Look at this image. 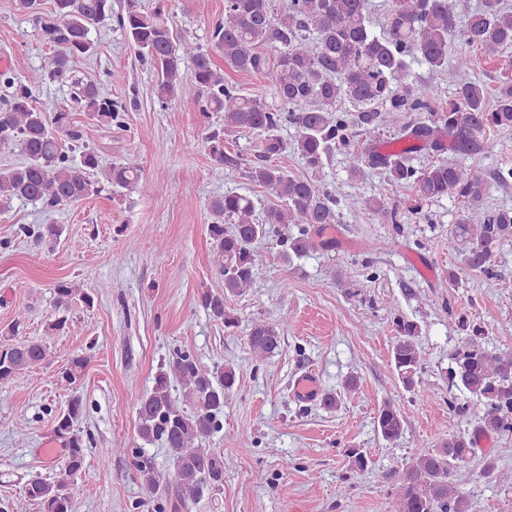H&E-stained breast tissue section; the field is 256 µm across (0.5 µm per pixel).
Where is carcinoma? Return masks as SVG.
Wrapping results in <instances>:
<instances>
[{"mask_svg":"<svg viewBox=\"0 0 512 512\" xmlns=\"http://www.w3.org/2000/svg\"><path fill=\"white\" fill-rule=\"evenodd\" d=\"M168 2L154 0L147 9L142 0H124L117 17L136 57L156 72L158 100L163 105L174 100L189 82L202 89L201 138L212 160L224 168L225 177L241 175L279 200L261 217L246 195L226 192L210 200L207 233L224 289L202 292L200 302L213 320L227 328L237 324L225 301L252 283L256 245L277 239L283 262L290 265L313 247L312 234L339 222V198L318 181L273 163L288 150V141L281 136L288 125L295 130L294 149L312 172H321L342 150L351 176L361 175L366 167L385 168L393 193L411 191L417 211L444 198L458 201L449 236L461 246L469 269L490 272L494 248L512 237V208L487 206V181L457 164L439 159L419 169L412 160L422 147L440 154L495 156L502 151L490 132L512 129V66L505 65L491 94L484 83L467 78L474 65L468 52L459 50L448 59L452 45L461 43L499 63V52L512 47V12L503 9L501 0H483L473 11L459 0H395L379 28L368 14L366 0H288L282 9L275 0H224V17L208 30L209 50L174 36ZM110 19L112 0H53L52 12L40 28L41 38L54 49L48 63L24 83L0 72V82L10 89L0 108V147H14L24 156L22 163L0 168V211L15 201L45 209L72 205L101 193L106 184L114 191L149 190L137 158L105 167L95 151L77 149L83 133L71 121L72 113L85 112L101 125L124 122L122 103L104 93L98 82L71 81L73 60L94 52L91 28ZM213 49L224 58V66L215 62ZM413 62L448 78V103L436 104V89L427 83L398 89V79L408 74ZM226 67L269 76L270 99L241 93L227 81ZM70 81L73 90L51 110L33 104L39 87ZM344 99L365 109L355 116L339 107ZM215 112L224 113V123H211ZM403 112L414 118L398 133L382 138L383 127L398 121ZM240 131L260 138V154L247 159L227 149V137ZM374 206L386 221L399 223L396 203L381 196L374 199ZM281 224L301 225L298 236H282ZM22 232L38 244L61 236L56 224ZM77 301L87 308L94 305L93 296L71 282L55 285L50 330L68 329ZM287 325L286 317L276 325L253 322L250 349L258 357L273 354ZM394 325L391 363L404 389L425 399L427 392L419 381L418 326L401 318ZM457 327L466 338L448 367V406L457 413L475 414L478 425L470 433L450 435L438 448L420 451L406 465L395 512H470L459 469L475 455L481 437L512 433V351L489 350L479 323L460 317ZM46 358L47 348L41 343L0 339V383ZM89 362L86 355H69L56 374L57 382L76 388ZM236 382L234 367L209 365L192 352L179 350L160 365L150 390L130 395L140 439L159 442L168 452L170 470L164 472L147 449H126L139 482L157 495L155 512H177L188 501L222 493L224 458L206 442L223 428L224 402ZM458 392L464 396L462 403L457 401ZM85 413L83 400L74 396L54 418V437L65 445L66 476L48 481L37 475L24 487L25 498L36 502L41 512H72L83 493L78 476L85 469L90 440L77 425ZM404 423L400 408L390 401L375 417L376 431L386 441L398 440Z\"/></svg>","mask_w":512,"mask_h":512,"instance_id":"cac0c4a2","label":"carcinoma"}]
</instances>
